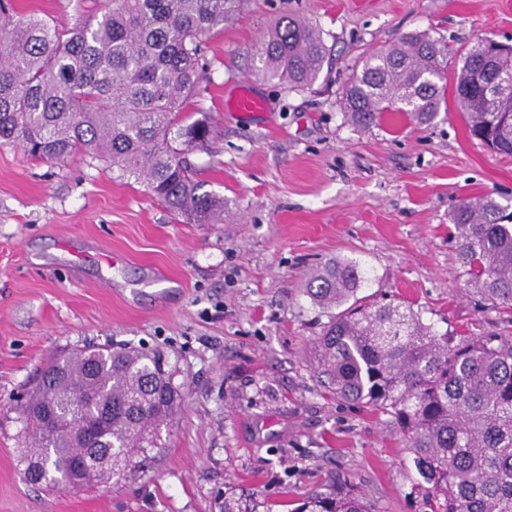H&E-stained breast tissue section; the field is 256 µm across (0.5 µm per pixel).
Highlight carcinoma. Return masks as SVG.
Wrapping results in <instances>:
<instances>
[{"label":"carcinoma","instance_id":"carcinoma-1","mask_svg":"<svg viewBox=\"0 0 512 512\" xmlns=\"http://www.w3.org/2000/svg\"><path fill=\"white\" fill-rule=\"evenodd\" d=\"M243 0H112L75 27L36 14L0 18V144L54 161L75 151L107 159L145 182L186 224L224 222V198L202 190L187 161L217 138L206 114H188L207 67L203 38ZM327 48L319 27L282 17L261 43L265 72L287 91L311 88ZM448 44L427 32L372 51L344 87L345 118L366 129L389 112L420 124L440 109ZM512 73V51L474 41L454 70L457 108L472 137L512 155V93L486 101L470 93L487 64ZM457 261L474 293L512 313V207L491 195L452 215ZM367 273L353 260L315 269L303 294L328 322L316 340L321 373L336 397L389 417L428 484V512H512V336L440 331L402 304L358 296ZM175 370L145 348L79 351L42 371L18 420L28 435L24 478L57 488L72 465L88 470L112 456L123 470L157 439L180 403ZM83 424L84 440L64 424ZM295 512H377L341 479Z\"/></svg>","mask_w":512,"mask_h":512}]
</instances>
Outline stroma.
<instances>
[{"label": "stroma", "mask_w": 512, "mask_h": 512, "mask_svg": "<svg viewBox=\"0 0 512 512\" xmlns=\"http://www.w3.org/2000/svg\"><path fill=\"white\" fill-rule=\"evenodd\" d=\"M109 0H10L72 27ZM321 29L329 55L306 91L262 71L281 16ZM429 32L456 50L512 38V0H246L204 40L190 106L220 136L190 153L220 224H184L144 183L77 152L42 161L0 145V512H287L336 478L377 512H424L409 453L387 416L337 400L317 372L325 316L300 293L310 271L350 259L362 295L411 306L439 329L503 330L481 308L449 239L465 198H512V157L470 137L444 81L428 124L393 113L361 130L340 110L370 50ZM266 102L224 109L243 80ZM114 264L100 261V253ZM88 345L159 349L180 409L160 447L74 491L27 482L17 407L55 356Z\"/></svg>", "instance_id": "35a3bbf8"}]
</instances>
